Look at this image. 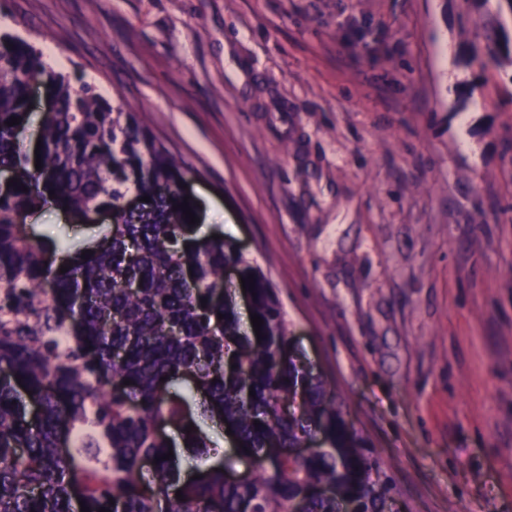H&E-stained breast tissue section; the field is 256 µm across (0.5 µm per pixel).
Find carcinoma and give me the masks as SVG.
Instances as JSON below:
<instances>
[{"label": "carcinoma", "instance_id": "1", "mask_svg": "<svg viewBox=\"0 0 512 512\" xmlns=\"http://www.w3.org/2000/svg\"><path fill=\"white\" fill-rule=\"evenodd\" d=\"M482 30L484 53L461 63L512 67L503 10ZM29 76L55 102L39 170L7 125L25 116ZM2 169L23 175L0 186V512H80L81 501L90 512H290L296 501L303 512H389L390 490L329 389L288 352L269 281L234 242L198 236L173 209L181 167L131 113L72 86L35 48L1 44ZM132 190L150 201L128 210ZM48 204L82 224L111 213L107 243L37 238L14 223ZM57 254L65 273L48 262ZM228 266L253 276L258 336L240 327ZM217 427L231 428L246 480H226ZM316 437L314 454L291 455ZM184 465L199 478H182Z\"/></svg>", "mask_w": 512, "mask_h": 512}]
</instances>
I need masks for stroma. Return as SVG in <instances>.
<instances>
[{
  "label": "stroma",
  "mask_w": 512,
  "mask_h": 512,
  "mask_svg": "<svg viewBox=\"0 0 512 512\" xmlns=\"http://www.w3.org/2000/svg\"><path fill=\"white\" fill-rule=\"evenodd\" d=\"M133 113L288 314L398 512H512V67L462 0H0ZM45 238L99 228L27 216Z\"/></svg>",
  "instance_id": "stroma-1"
}]
</instances>
